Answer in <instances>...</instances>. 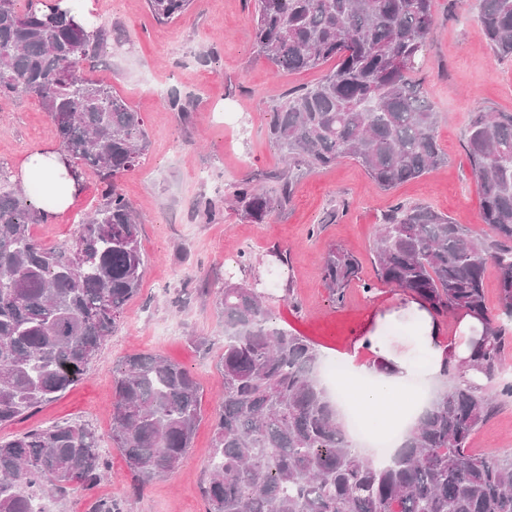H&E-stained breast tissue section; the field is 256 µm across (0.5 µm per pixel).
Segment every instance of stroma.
<instances>
[{
	"mask_svg": "<svg viewBox=\"0 0 512 512\" xmlns=\"http://www.w3.org/2000/svg\"><path fill=\"white\" fill-rule=\"evenodd\" d=\"M90 2L104 42L85 74L111 84L142 112L148 127L143 163L120 180L142 221L141 290L83 379L32 415L0 425V438L52 423L88 425L109 468L96 497L126 500L129 512H206L201 488L212 452L209 413L224 353V317L212 291L227 281L258 289L276 323L313 341L323 360L343 357L365 327L372 302H385L397 291L382 287L369 295L355 282L343 302H335L320 275L322 256L331 246L344 247L360 260L362 280L374 279L375 227L399 204H428L473 235L488 236L466 132L476 110L512 112V59L492 56L477 20L478 0H435L434 29L414 75L439 115L436 136L447 164L385 191L346 158L304 172L285 206L255 224L225 205L213 186L252 180L269 193L279 191L283 164L268 136L272 114L283 95L318 81L322 70L278 73L257 56L253 0H195L168 24L154 19L145 0ZM174 89L192 96L189 119L166 107ZM59 148L36 97L0 102V165L11 171L10 188H20V167L32 152ZM211 201L216 213L207 223L196 212ZM243 252L251 258L246 269L238 263ZM198 337L208 339V348L195 345ZM149 352L195 376L206 414L180 466L136 492L110 439L112 370L126 356ZM470 446L478 453L512 455V397L501 398L498 413Z\"/></svg>",
	"mask_w": 512,
	"mask_h": 512,
	"instance_id": "obj_1",
	"label": "stroma"
}]
</instances>
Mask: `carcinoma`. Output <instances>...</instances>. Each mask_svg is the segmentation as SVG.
<instances>
[{
	"instance_id": "1",
	"label": "carcinoma",
	"mask_w": 512,
	"mask_h": 512,
	"mask_svg": "<svg viewBox=\"0 0 512 512\" xmlns=\"http://www.w3.org/2000/svg\"><path fill=\"white\" fill-rule=\"evenodd\" d=\"M194 0H147L169 23ZM435 0H254V48L278 72L328 62L322 79L288 93L269 137L295 172L355 160L382 190L448 162L437 113L412 63L433 30ZM492 55L512 58V0H480ZM104 41L74 0H0V101L39 98L62 149L92 170L102 200L71 241L48 246L32 233L56 206L0 191V424L16 421L78 383L137 295L145 257L140 221L117 181L139 165L150 141L142 113L85 77L81 65ZM192 97L171 91L185 114ZM466 150L479 183V216L491 234L472 236L428 206L399 205L373 244L376 279L408 292L435 317L465 312L484 325L473 362L499 394L512 396V112L473 113ZM251 181L230 196L256 224L286 201ZM498 272L499 307L485 299L488 266ZM321 278L341 302L359 279L347 249L324 254ZM224 387L203 489L207 512H512V456L476 455L475 430L496 396L450 376L387 464L364 456L337 421L318 381L322 355L306 337L277 326L255 288L224 282ZM113 447L136 487L174 471L191 448L203 391L182 365L152 353L112 370ZM108 474L98 436L84 424H52L0 440V512H33L35 500L68 487L91 492Z\"/></svg>"
}]
</instances>
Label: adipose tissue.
<instances>
[{"label": "adipose tissue", "mask_w": 512, "mask_h": 512, "mask_svg": "<svg viewBox=\"0 0 512 512\" xmlns=\"http://www.w3.org/2000/svg\"><path fill=\"white\" fill-rule=\"evenodd\" d=\"M61 168L58 153H36L24 167L22 179L40 183L49 194H61L69 205L73 202L70 194L59 191ZM388 320L405 322L410 335L380 336L379 327ZM482 331L481 321L463 312L458 317L455 336L446 337L440 321L415 297L404 298L390 309L372 308L368 328L362 330L353 345L362 358L349 364L357 409L369 424L385 428L396 423L406 433L427 407L423 400L411 404L403 400L405 393L414 391L419 369H426L428 379L438 380L463 365L467 368L466 380L473 386L485 387L484 375L469 366Z\"/></svg>", "instance_id": "obj_1"}]
</instances>
